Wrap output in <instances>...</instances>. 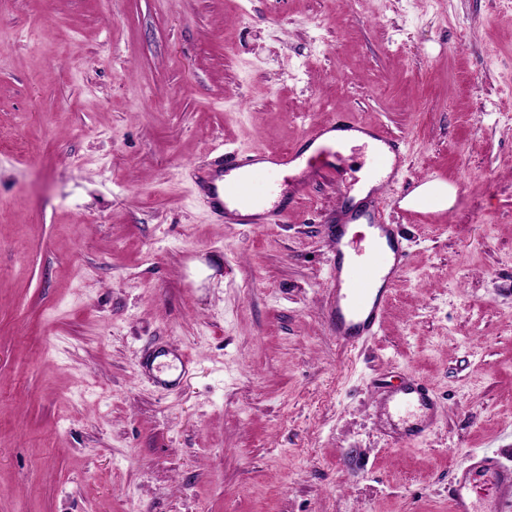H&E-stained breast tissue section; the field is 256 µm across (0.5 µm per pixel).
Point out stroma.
Segmentation results:
<instances>
[{"label": "stroma", "instance_id": "obj_1", "mask_svg": "<svg viewBox=\"0 0 512 512\" xmlns=\"http://www.w3.org/2000/svg\"><path fill=\"white\" fill-rule=\"evenodd\" d=\"M343 111L407 140L409 264L354 349L335 187L263 226L192 192ZM0 133V512H448L472 450L512 464V0H0ZM431 177L453 206L403 215ZM405 377L440 408L395 447Z\"/></svg>", "mask_w": 512, "mask_h": 512}]
</instances>
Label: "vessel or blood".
I'll list each match as a JSON object with an SVG mask.
<instances>
[{
  "label": "vessel or blood",
  "instance_id": "1",
  "mask_svg": "<svg viewBox=\"0 0 512 512\" xmlns=\"http://www.w3.org/2000/svg\"><path fill=\"white\" fill-rule=\"evenodd\" d=\"M366 135L373 144L374 163L402 171L404 141L378 125L352 121L347 113L331 114L313 123L297 142L278 153L261 150H230L212 166L196 175L195 190L223 224L284 223L312 183L321 182L343 189L342 152L348 133ZM288 172L287 185L259 190L260 176ZM381 191L370 192L356 208L347 210L336 222L331 236L330 288L324 320L328 330L346 347L358 346L376 336L393 284L405 269L409 251L395 226L382 216ZM366 246L354 250L355 240ZM383 406L403 424L397 443H409L430 431L435 424L437 400L430 388L409 380L388 392ZM488 489L484 501L474 496L476 480ZM450 512H512V466L497 454L472 453L460 468L449 491Z\"/></svg>",
  "mask_w": 512,
  "mask_h": 512
}]
</instances>
